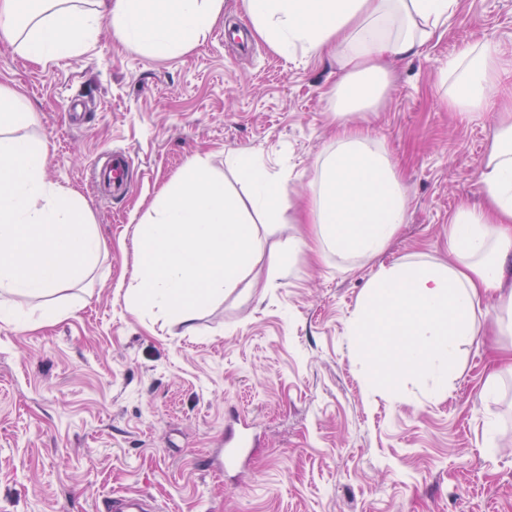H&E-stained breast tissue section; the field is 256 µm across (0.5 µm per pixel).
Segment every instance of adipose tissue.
Wrapping results in <instances>:
<instances>
[{
	"instance_id": "ef3b65f1",
	"label": "adipose tissue",
	"mask_w": 512,
	"mask_h": 512,
	"mask_svg": "<svg viewBox=\"0 0 512 512\" xmlns=\"http://www.w3.org/2000/svg\"><path fill=\"white\" fill-rule=\"evenodd\" d=\"M0 0V33L27 60L46 66L89 48L102 20L154 56L204 40L224 0ZM459 0H241L253 33L277 54L339 51L343 76L336 114L372 106L387 86V59L419 55ZM505 68L497 48L468 46L448 64V106L482 114L500 96ZM483 203L448 221V264L402 260L371 279L353 322L368 360L366 385L397 394L411 373L447 384L460 345L476 334L474 315L494 299L512 319V113H505L479 172ZM312 220L323 244L347 256L381 253L404 224L405 191L383 146L343 123L318 158Z\"/></svg>"
}]
</instances>
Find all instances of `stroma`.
I'll return each mask as SVG.
<instances>
[{
    "instance_id": "obj_1",
    "label": "stroma",
    "mask_w": 512,
    "mask_h": 512,
    "mask_svg": "<svg viewBox=\"0 0 512 512\" xmlns=\"http://www.w3.org/2000/svg\"><path fill=\"white\" fill-rule=\"evenodd\" d=\"M485 42L512 60V0H460L421 55L392 65L380 100L349 114L396 165L406 220L383 254L346 258L296 221L339 122L331 54L277 55L239 0L174 57L147 55L106 20L90 49L44 68L0 35V85L33 113L45 178L80 193L103 242L91 277L57 293L66 316L0 322V512H98L115 491L164 512H512V376L480 397L512 357L492 307L442 393L425 374L394 399L368 390L351 333L379 267L447 262L449 217L480 201L499 112L449 111L439 77ZM120 150L126 191L93 176ZM242 151L288 176L252 270L186 324L135 307L134 240L161 189L198 156L235 190L226 159ZM234 416L258 443L242 470L216 475L207 459Z\"/></svg>"
}]
</instances>
